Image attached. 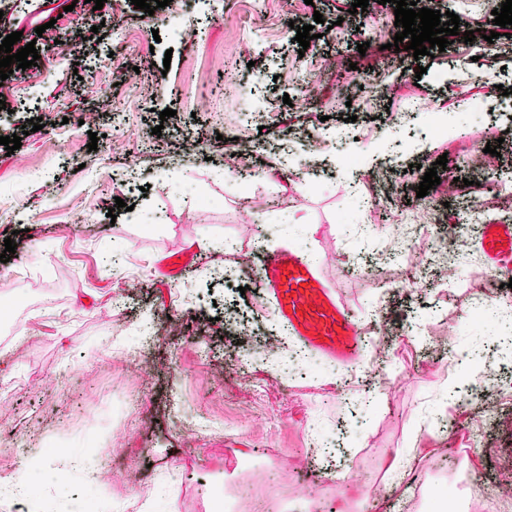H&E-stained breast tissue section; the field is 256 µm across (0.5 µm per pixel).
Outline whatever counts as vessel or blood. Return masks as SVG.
Returning <instances> with one entry per match:
<instances>
[{
	"mask_svg": "<svg viewBox=\"0 0 512 512\" xmlns=\"http://www.w3.org/2000/svg\"><path fill=\"white\" fill-rule=\"evenodd\" d=\"M479 247L496 270L512 273V224L497 230L484 225ZM259 285L274 296L280 319L306 347L339 364L357 358L358 323L300 253L289 249L268 255Z\"/></svg>",
	"mask_w": 512,
	"mask_h": 512,
	"instance_id": "b4317fda",
	"label": "vessel or blood"
}]
</instances>
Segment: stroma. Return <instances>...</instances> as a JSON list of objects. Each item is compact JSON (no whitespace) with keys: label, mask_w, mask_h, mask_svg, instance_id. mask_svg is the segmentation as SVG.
<instances>
[{"label":"stroma","mask_w":512,"mask_h":512,"mask_svg":"<svg viewBox=\"0 0 512 512\" xmlns=\"http://www.w3.org/2000/svg\"><path fill=\"white\" fill-rule=\"evenodd\" d=\"M351 3L186 0L150 15L131 0L98 11L87 0H14L0 15V34L21 32L40 55L0 84V136L22 143L11 153L0 145V242L17 244L0 276L19 299L0 329V455L16 460L0 472V512H37L39 500L73 512L98 497L104 512H143L148 500L154 512H214V487L263 480L288 486L303 512H391L370 489L392 464L416 461L460 497L495 488L512 427L459 457L485 415L466 383L449 385L447 352H427L426 340L498 356L491 334L463 323L478 299L512 300L478 246L480 226L463 221L476 177L465 161L500 142L478 177L512 178V38L499 36L489 54L457 41L417 58L384 47L393 4L354 14ZM420 4L485 35L496 28L481 0ZM306 25L315 38L303 52L295 35ZM74 26L85 33L78 72L63 45ZM115 27L126 42L113 41ZM331 56L336 72L319 73ZM368 85L380 94L342 96ZM168 108L176 115L164 126ZM36 117L43 129L24 133ZM439 122L446 131L433 134ZM234 150L255 176L225 166ZM343 150L360 154L362 170L386 172L393 192L360 186L361 171L338 162ZM442 155L432 220L416 188ZM120 199L126 210L109 218ZM297 213L304 223H293ZM410 221L414 252L388 258L387 241ZM436 237L454 239L453 270L424 264L419 290L405 291L406 269ZM198 238L206 248L166 276L163 259ZM282 249L308 260L359 324L377 308L386 317V375L362 356L357 402L337 394L336 363L314 352L309 369L284 375L235 365L283 327L258 290L265 255ZM146 334L157 343L143 380L125 354ZM181 417L201 432L181 429ZM36 427L53 438L24 442L21 429ZM315 436L333 442L331 462L312 460ZM55 448L80 464L66 484L46 485Z\"/></svg>","instance_id":"1"}]
</instances>
